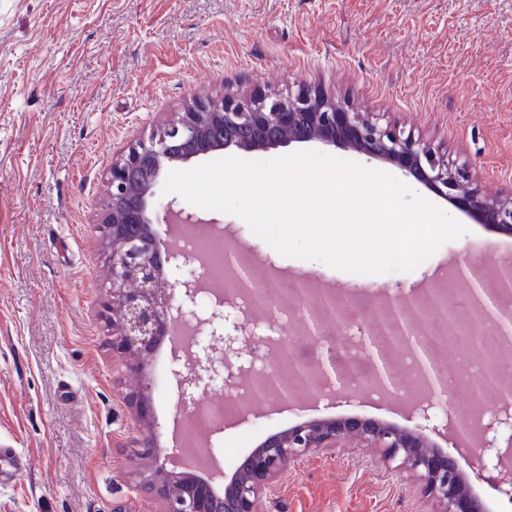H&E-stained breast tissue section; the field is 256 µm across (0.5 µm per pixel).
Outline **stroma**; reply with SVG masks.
<instances>
[{
    "label": "stroma",
    "mask_w": 512,
    "mask_h": 512,
    "mask_svg": "<svg viewBox=\"0 0 512 512\" xmlns=\"http://www.w3.org/2000/svg\"><path fill=\"white\" fill-rule=\"evenodd\" d=\"M307 85L412 134L465 169L470 187L512 191V0H0V448L28 460L0 512H160L142 487L171 470L178 386L160 344L141 373L112 347V282L100 227L113 160L195 96ZM313 150L388 173L462 223L408 272L356 275L271 252L283 284L404 291L439 285L463 249L494 276L512 235L475 223L398 167L340 146ZM241 252L237 216L158 197ZM151 389L156 457L135 448L133 395ZM218 436L241 463L269 434L356 415L403 424L395 399L334 405L258 395ZM259 512H437L409 472L367 448L292 465Z\"/></svg>",
    "instance_id": "stroma-1"
}]
</instances>
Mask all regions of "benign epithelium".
<instances>
[{"label": "benign epithelium", "instance_id": "1", "mask_svg": "<svg viewBox=\"0 0 512 512\" xmlns=\"http://www.w3.org/2000/svg\"><path fill=\"white\" fill-rule=\"evenodd\" d=\"M293 142L337 144L397 166L440 197L469 210L480 223L512 232V193L506 198L477 191L461 194L466 170L450 169L421 140L383 127L319 90L302 87L284 95L256 88L249 94L192 98L184 111L131 142L112 162L102 220L112 303L120 311L112 324V345L136 355L133 368L140 371L145 358L175 326L188 327L190 339L184 348L190 368L174 370L182 411L196 407V392L205 375L219 391L247 383L259 386L252 345L265 323L251 314L252 307L235 302L239 292L216 291L196 277L174 276L191 257L158 247V188L172 167L210 153L267 150ZM203 294L215 299L209 310L197 308ZM347 306L346 298L331 308L311 305L314 312L300 323L299 332L323 344L325 359L313 365L296 363L297 375L307 383L330 378L353 346L370 363L369 388L397 395L396 384L387 383L391 372L385 355L371 335H343L341 312ZM367 318L383 326L399 347L411 349L424 315L413 299L396 296L373 308ZM408 414L412 425L404 427L346 417L303 421L272 433L232 474H222L221 495L212 481L187 475L162 473L149 479L145 488L162 501V512H257L260 495L289 466L313 452L349 442L376 450L385 462L397 463L420 480L424 494L441 506L439 512H480L479 500L469 495L464 482L466 475L472 482H488L512 495L511 396L499 398L472 424L453 420L434 399L408 406ZM447 433L470 435L482 453L448 455L434 441Z\"/></svg>", "mask_w": 512, "mask_h": 512}]
</instances>
